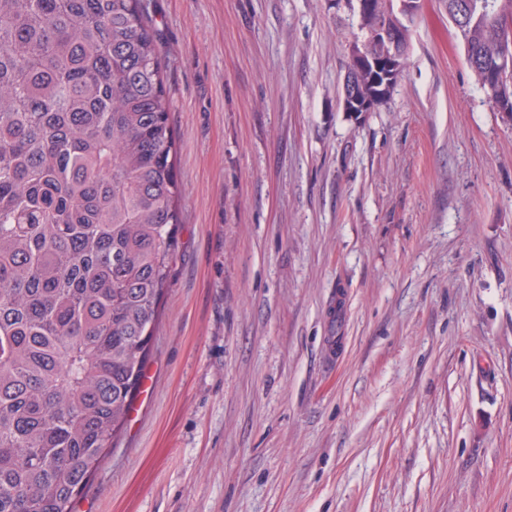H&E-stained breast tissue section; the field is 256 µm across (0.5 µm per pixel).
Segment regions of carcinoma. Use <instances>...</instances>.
Segmentation results:
<instances>
[{
  "mask_svg": "<svg viewBox=\"0 0 512 512\" xmlns=\"http://www.w3.org/2000/svg\"><path fill=\"white\" fill-rule=\"evenodd\" d=\"M375 26L398 0H347ZM456 35L483 92L512 0ZM362 79L385 46L367 32ZM141 0H0V512H73L142 393L181 224Z\"/></svg>",
  "mask_w": 512,
  "mask_h": 512,
  "instance_id": "1",
  "label": "carcinoma"
}]
</instances>
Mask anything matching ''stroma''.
<instances>
[{
  "instance_id": "stroma-1",
  "label": "stroma",
  "mask_w": 512,
  "mask_h": 512,
  "mask_svg": "<svg viewBox=\"0 0 512 512\" xmlns=\"http://www.w3.org/2000/svg\"><path fill=\"white\" fill-rule=\"evenodd\" d=\"M182 224L75 512H512V120L424 0L387 103L335 0H142ZM377 101L378 97L375 96L366 98L352 79H345L341 99L343 112H348L353 117L364 112H373Z\"/></svg>"
}]
</instances>
